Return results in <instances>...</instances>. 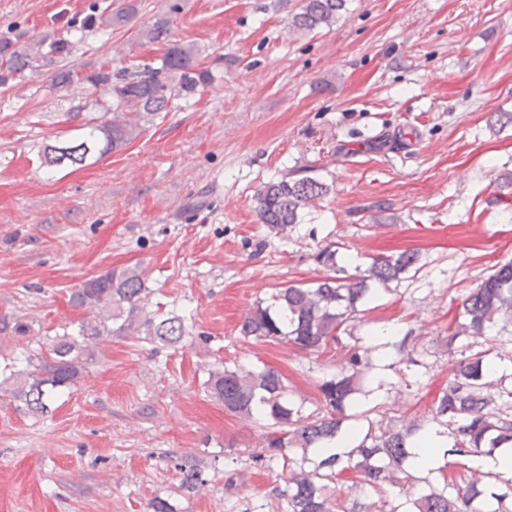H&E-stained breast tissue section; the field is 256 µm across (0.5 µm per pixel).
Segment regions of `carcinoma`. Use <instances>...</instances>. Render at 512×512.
Wrapping results in <instances>:
<instances>
[{"label": "carcinoma", "instance_id": "cac0c4a2", "mask_svg": "<svg viewBox=\"0 0 512 512\" xmlns=\"http://www.w3.org/2000/svg\"><path fill=\"white\" fill-rule=\"evenodd\" d=\"M347 0H303L291 26L312 32L336 23ZM103 15L91 14L72 31L84 35L99 29ZM168 22L161 19L140 33L148 44H164L160 64L150 61L133 70L105 62L85 74L70 64L74 41L42 40L37 55L45 58L51 81L59 87L85 85L91 101L74 106L80 114L103 104L110 118L88 120L44 148V164L79 170L90 166L137 136L139 115L168 111L183 92L210 83L198 68L192 48L168 39ZM23 36L0 41V87L8 88L35 70L30 50L19 45ZM328 185L318 177L282 178L266 183L256 195L260 223L275 234H286L302 223L303 212L326 196ZM326 274L313 281L273 289L238 325L239 335L266 343L291 345L302 351L324 352L353 341L338 365L322 369L316 382L320 402L310 412L295 399L288 379L265 362H236L208 372L204 389L224 410L264 429L262 451L253 464L274 477L272 497L285 512H512V478L468 468L465 477L448 478L451 457H488L512 448V372H496L489 356L512 336V262L503 264L462 301L448 323L446 345L461 336L446 386L434 396L429 418L405 423L387 412L391 396L420 384L421 366L409 334L386 327L355 335L363 307L374 302L380 288L399 281L416 268L417 249L370 258L366 267L347 273L337 250L329 244L315 256ZM143 271L134 265L84 281L70 295L76 308L93 316L79 324L77 334L56 335L43 344L37 363L10 369L3 379L13 400L33 415L48 413L59 394L76 385L85 364L95 357L103 336H136L152 345L177 344L188 335L179 315L147 310ZM436 431L452 439L443 450L444 465L420 470L415 450ZM178 488L191 494L205 483L189 462L176 464ZM354 492L341 494V486Z\"/></svg>", "mask_w": 512, "mask_h": 512}]
</instances>
